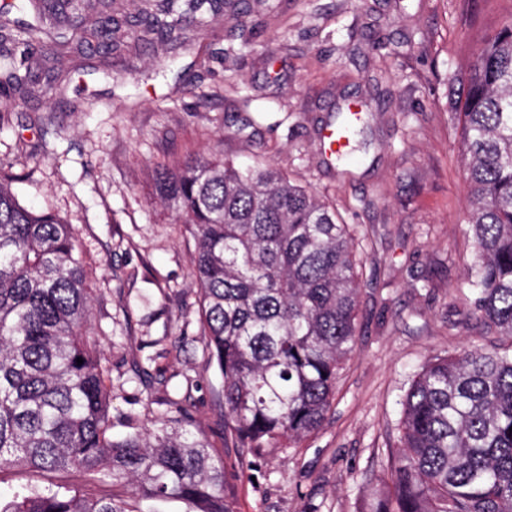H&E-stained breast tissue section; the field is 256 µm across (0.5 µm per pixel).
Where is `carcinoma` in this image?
<instances>
[{
	"label": "carcinoma",
	"instance_id": "obj_1",
	"mask_svg": "<svg viewBox=\"0 0 512 512\" xmlns=\"http://www.w3.org/2000/svg\"><path fill=\"white\" fill-rule=\"evenodd\" d=\"M113 0H14L53 41L109 53ZM226 0H144L148 37L224 11ZM453 82L471 202L467 273L474 319L512 338V18ZM156 188L194 241L199 322L224 379V442L238 465L317 430L353 352L360 283L353 236L336 212L272 167L232 159L161 165ZM76 239L57 214L21 205L0 177V470L60 473L0 512H138L137 499L187 512H237L224 457L180 407L112 436L110 386L91 345ZM83 363L77 364L76 359ZM401 450L371 512H512V354L437 357L400 400Z\"/></svg>",
	"mask_w": 512,
	"mask_h": 512
}]
</instances>
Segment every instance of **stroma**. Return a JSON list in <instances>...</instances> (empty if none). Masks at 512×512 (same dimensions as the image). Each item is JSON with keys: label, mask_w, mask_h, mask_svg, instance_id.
Here are the masks:
<instances>
[{"label": "stroma", "mask_w": 512, "mask_h": 512, "mask_svg": "<svg viewBox=\"0 0 512 512\" xmlns=\"http://www.w3.org/2000/svg\"><path fill=\"white\" fill-rule=\"evenodd\" d=\"M247 3L167 42L125 30L110 54L57 53L30 15L12 12L13 59L33 80L0 103V175L21 203L73 228L113 417L139 430L172 403L189 406L230 464L194 244L160 199L155 169L202 156L269 165L334 207L362 242L356 347L319 429L250 455L237 510L369 512L414 375L466 347L512 350L476 328L468 297L461 88L451 81L512 17V0ZM350 101L363 106V140L349 163L331 164L320 134Z\"/></svg>", "instance_id": "obj_1"}]
</instances>
